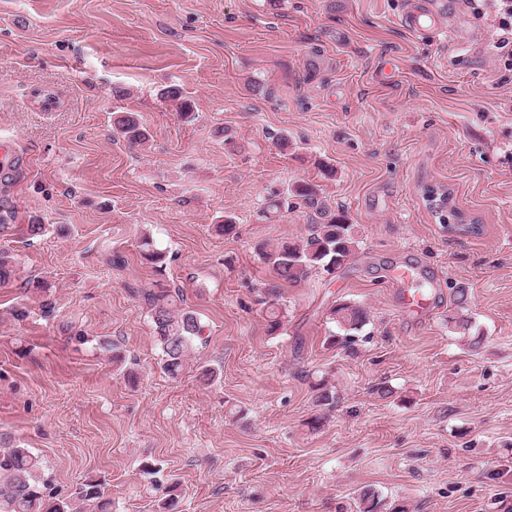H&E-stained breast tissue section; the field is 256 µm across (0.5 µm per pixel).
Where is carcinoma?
Returning a JSON list of instances; mask_svg holds the SVG:
<instances>
[{"mask_svg": "<svg viewBox=\"0 0 512 512\" xmlns=\"http://www.w3.org/2000/svg\"><path fill=\"white\" fill-rule=\"evenodd\" d=\"M164 98L171 101L178 115L187 121L195 118L193 105L182 91L171 86L164 90ZM113 132L131 144L147 139L143 125L133 112H115L112 117ZM354 225L344 216H332L328 222L317 224L303 244L265 240L257 246L258 255L265 265L284 283L295 284L311 272L334 275L350 260L358 247ZM143 261L161 268L164 255L154 246L153 237L145 233L139 242ZM16 259L5 249L0 250V287L13 283ZM151 310L155 339L162 352L165 372L175 378L184 368L195 342L201 339L202 326L192 310L186 309L176 290L159 287L145 292ZM468 288L459 286L454 291L457 311L448 315V323L456 333L471 336L469 346L480 347L482 337L470 335L471 317L467 315ZM280 291L270 285L264 289L262 303L266 305L270 329L281 326L279 312ZM334 323L347 336L359 332L367 320L366 311L350 301H341L330 309ZM359 512H408L404 504L389 503L370 489L358 495ZM0 512H112V500L105 495L102 484L87 479L76 490V496L63 500L55 494L51 483L42 475V462L29 448H4L0 450Z\"/></svg>", "mask_w": 512, "mask_h": 512, "instance_id": "carcinoma-1", "label": "carcinoma"}]
</instances>
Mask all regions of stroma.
Instances as JSON below:
<instances>
[{
  "label": "stroma",
  "instance_id": "1",
  "mask_svg": "<svg viewBox=\"0 0 512 512\" xmlns=\"http://www.w3.org/2000/svg\"><path fill=\"white\" fill-rule=\"evenodd\" d=\"M413 6L442 29L408 30ZM496 35L464 0H0V248L18 262L0 287V448L32 449L62 498L99 480L112 512H159L174 485L180 512H359L365 487L409 512H512V71L486 52ZM116 112L145 143L114 137ZM430 189L452 191L464 231ZM340 213L353 260L279 284L270 332L276 278L255 244L303 243ZM146 232L163 271L141 260ZM404 265L434 319L404 316L388 281ZM159 281L204 326L175 378L143 299ZM459 285L476 349L448 324ZM340 299L368 315L349 344L330 341ZM319 379L334 406L316 407ZM113 132L130 144H139L147 139L143 125L133 112H116L112 117ZM265 288L261 302L267 306L266 311L271 331H276L281 326V315L279 312L280 291L277 285H269Z\"/></svg>",
  "mask_w": 512,
  "mask_h": 512
}]
</instances>
